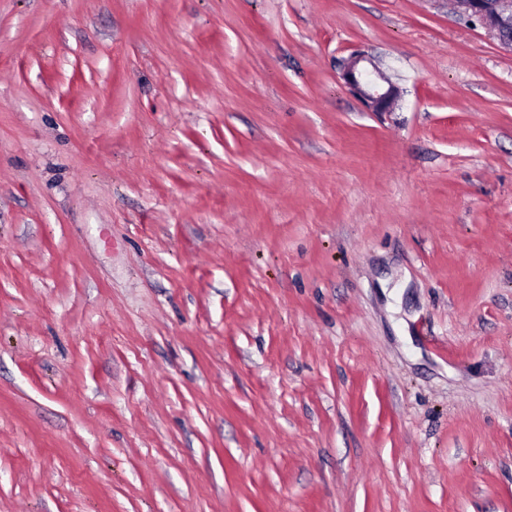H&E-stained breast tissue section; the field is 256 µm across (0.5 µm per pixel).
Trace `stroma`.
<instances>
[{
	"label": "stroma",
	"instance_id": "obj_1",
	"mask_svg": "<svg viewBox=\"0 0 512 512\" xmlns=\"http://www.w3.org/2000/svg\"><path fill=\"white\" fill-rule=\"evenodd\" d=\"M0 512H512V52L451 0H0ZM368 62L372 69L362 63ZM341 79L370 112H390L399 97L398 88L364 56H351L343 63ZM385 83L386 85H384Z\"/></svg>",
	"mask_w": 512,
	"mask_h": 512
}]
</instances>
